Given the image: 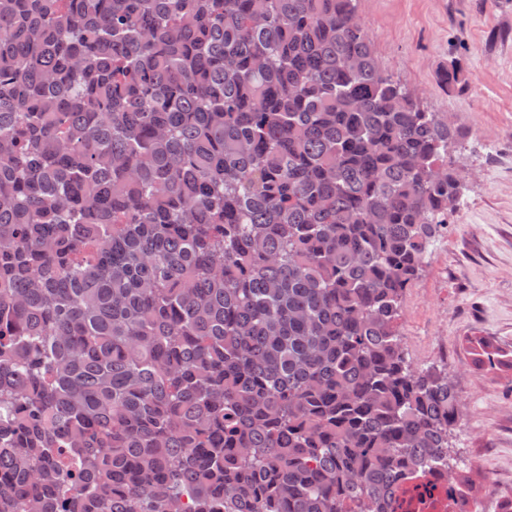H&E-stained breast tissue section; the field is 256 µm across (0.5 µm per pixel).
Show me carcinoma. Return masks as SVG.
Returning a JSON list of instances; mask_svg holds the SVG:
<instances>
[{
  "label": "carcinoma",
  "instance_id": "carcinoma-1",
  "mask_svg": "<svg viewBox=\"0 0 512 512\" xmlns=\"http://www.w3.org/2000/svg\"><path fill=\"white\" fill-rule=\"evenodd\" d=\"M356 0H0V512H389L459 398L399 338L458 131Z\"/></svg>",
  "mask_w": 512,
  "mask_h": 512
}]
</instances>
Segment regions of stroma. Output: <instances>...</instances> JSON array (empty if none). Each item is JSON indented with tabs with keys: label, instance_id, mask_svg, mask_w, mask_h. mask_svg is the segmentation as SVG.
I'll list each match as a JSON object with an SVG mask.
<instances>
[{
	"label": "stroma",
	"instance_id": "1",
	"mask_svg": "<svg viewBox=\"0 0 512 512\" xmlns=\"http://www.w3.org/2000/svg\"><path fill=\"white\" fill-rule=\"evenodd\" d=\"M380 69L447 115L458 135L460 195L399 327L414 366L437 365L459 396L454 472L484 486L492 512L512 491V0H356ZM461 82L447 89L450 61ZM495 365H475L479 339Z\"/></svg>",
	"mask_w": 512,
	"mask_h": 512
}]
</instances>
